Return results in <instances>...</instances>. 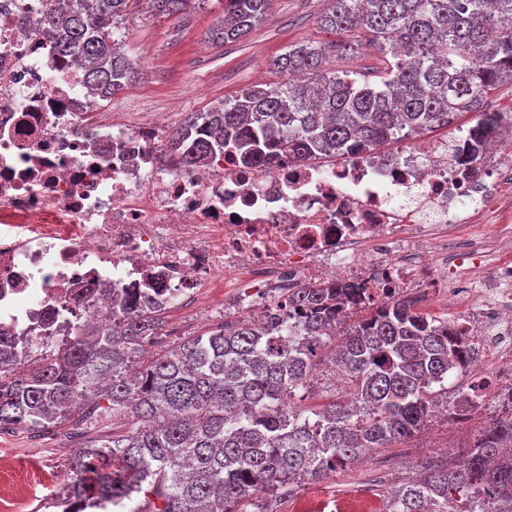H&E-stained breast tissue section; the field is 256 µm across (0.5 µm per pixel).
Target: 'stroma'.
<instances>
[{
	"label": "stroma",
	"mask_w": 512,
	"mask_h": 512,
	"mask_svg": "<svg viewBox=\"0 0 512 512\" xmlns=\"http://www.w3.org/2000/svg\"><path fill=\"white\" fill-rule=\"evenodd\" d=\"M329 7L330 0H273L263 23L244 40L217 46L208 33L222 14L220 0H186L185 7L172 15L155 14L142 2L129 16L123 44L141 75L110 99L109 108L143 118L164 112L172 128L244 87H275L281 77L270 70L274 57L303 40L331 41L320 25ZM235 295V289L220 285L206 289L190 305L164 311L165 346L204 333L219 317L238 319ZM476 426L473 420L452 425L447 415H440L405 443L373 449L334 476L305 482L278 512H333L356 490L369 494L377 506H386L387 492L426 462L455 459L458 448L471 442ZM74 453L60 432L34 438L15 429L0 435V459L34 483L22 512H61L56 501L72 482Z\"/></svg>",
	"instance_id": "35a3bbf8"
}]
</instances>
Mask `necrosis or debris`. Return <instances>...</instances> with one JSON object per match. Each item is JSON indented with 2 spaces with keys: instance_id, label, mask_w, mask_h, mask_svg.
<instances>
[{
  "instance_id": "obj_1",
  "label": "necrosis or debris",
  "mask_w": 512,
  "mask_h": 512,
  "mask_svg": "<svg viewBox=\"0 0 512 512\" xmlns=\"http://www.w3.org/2000/svg\"><path fill=\"white\" fill-rule=\"evenodd\" d=\"M44 6L0 0V333L16 348L72 340L107 292L146 288L169 306L244 274L251 315L266 289L332 280L380 302L466 294L451 324L468 391L488 406L512 393L511 111L328 167L217 155L163 170L160 121L98 113L40 26ZM480 213L501 217L494 236L475 229Z\"/></svg>"
}]
</instances>
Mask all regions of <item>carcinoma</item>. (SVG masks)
I'll return each mask as SVG.
<instances>
[{"instance_id": "carcinoma-1", "label": "carcinoma", "mask_w": 512, "mask_h": 512, "mask_svg": "<svg viewBox=\"0 0 512 512\" xmlns=\"http://www.w3.org/2000/svg\"><path fill=\"white\" fill-rule=\"evenodd\" d=\"M133 2H45L40 24L55 33L58 55L80 62L104 100L136 77L116 38ZM272 2L222 0L212 42L246 37ZM321 26L337 40L291 46L270 63L290 79L189 117L166 136L161 166L197 167L217 152L251 166L283 152L317 164L419 137L466 112L495 123L483 105L512 82V0H332ZM357 30L385 55L378 82L325 68L333 49L354 53L342 36ZM105 301L108 316L70 344L0 355V430L112 428L78 448L62 512H143L131 506L141 492L152 497L148 512H264L262 494L289 499L303 480L412 438L443 401L435 386L462 364L448 320L400 297L376 306L348 283L299 284L270 299L260 323L223 319L159 353L147 352L162 335L151 293ZM338 326L332 365L348 399L307 411L294 399ZM475 417L464 463L425 465L387 512H512V407L485 414L468 401L450 412Z\"/></svg>"}]
</instances>
